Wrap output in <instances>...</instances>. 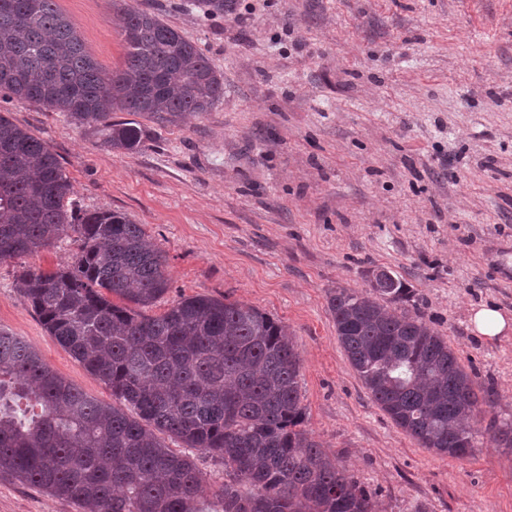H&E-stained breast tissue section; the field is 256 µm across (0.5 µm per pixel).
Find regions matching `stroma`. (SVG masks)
<instances>
[{
  "label": "stroma",
  "mask_w": 512,
  "mask_h": 512,
  "mask_svg": "<svg viewBox=\"0 0 512 512\" xmlns=\"http://www.w3.org/2000/svg\"><path fill=\"white\" fill-rule=\"evenodd\" d=\"M195 43L224 75L212 111L143 131L135 151L63 113L0 99L42 139L80 211L141 224L179 296L258 308L302 359L305 428L371 492L375 512H512V333H474L472 307L512 317V0H132ZM105 73L125 42L111 0H58ZM65 235L0 262V328L31 344L88 396L112 391L44 329L14 287L22 269L66 266ZM384 270L447 340L491 406L467 457L421 448L372 401L351 367L327 295ZM0 512H79L0 477Z\"/></svg>",
  "instance_id": "obj_1"
}]
</instances>
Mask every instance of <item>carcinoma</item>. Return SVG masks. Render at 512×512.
<instances>
[{"label": "carcinoma", "mask_w": 512, "mask_h": 512, "mask_svg": "<svg viewBox=\"0 0 512 512\" xmlns=\"http://www.w3.org/2000/svg\"><path fill=\"white\" fill-rule=\"evenodd\" d=\"M112 6L126 61L108 76L57 0H0V92L100 127L108 146L133 151L142 130L112 113L172 122L209 112L224 100V74L154 13ZM68 195L55 154L0 114V262L76 234L72 264L24 269L14 287L112 389L110 403L87 396L0 329V477L81 512H201L193 451L203 450L224 462V512H373L367 488L303 429L301 358L284 326L206 295L181 296L159 316L137 311L171 288L166 255L125 214H81ZM408 302L400 280L389 288L376 274L364 291L328 294L338 340L373 401L421 447L462 458L489 391ZM489 430L512 448V422Z\"/></svg>", "instance_id": "cac0c4a2"}]
</instances>
